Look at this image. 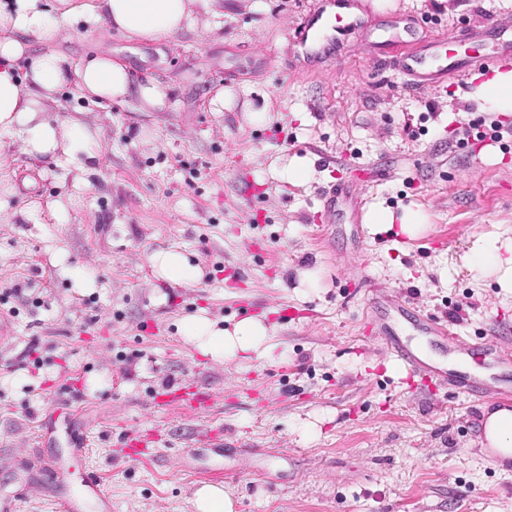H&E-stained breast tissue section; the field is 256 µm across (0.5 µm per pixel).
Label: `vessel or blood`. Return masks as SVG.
Here are the masks:
<instances>
[{
    "label": "vessel or blood",
    "instance_id": "b4317fda",
    "mask_svg": "<svg viewBox=\"0 0 512 512\" xmlns=\"http://www.w3.org/2000/svg\"><path fill=\"white\" fill-rule=\"evenodd\" d=\"M350 0H335L336 12H318L306 19L297 40L301 55L307 59L327 56L336 44V34L342 17L340 8L348 6ZM390 44L396 52L398 70L412 81L422 82L444 76H455L463 71L462 56L459 52L461 38L456 33L441 37L439 44L430 46L424 53L415 52L404 45L402 30L393 27L388 35ZM346 205L350 211L352 223L364 221L365 208L362 200L352 198L344 186L337 185L327 189L323 196L324 215L327 222H335L337 205ZM369 328L379 335L388 337V345L397 354L401 363L410 372L423 374L442 385H450L463 394L475 399L484 398L487 389H494L496 394L512 397V354L501 350H490L488 356L493 368L499 370L497 384H489L487 378L466 371L463 366L444 369L424 363L418 356L419 348L415 345H402L390 339V325L386 314L375 311L368 322ZM418 332L422 342L438 341L448 343L452 340L449 329L439 321L427 319L419 321Z\"/></svg>",
    "mask_w": 512,
    "mask_h": 512
}]
</instances>
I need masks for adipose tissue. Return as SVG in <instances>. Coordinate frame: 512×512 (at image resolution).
I'll list each match as a JSON object with an SVG mask.
<instances>
[{
  "label": "adipose tissue",
  "instance_id": "1",
  "mask_svg": "<svg viewBox=\"0 0 512 512\" xmlns=\"http://www.w3.org/2000/svg\"><path fill=\"white\" fill-rule=\"evenodd\" d=\"M218 0H82L76 7L53 17L44 0H14L0 4V137L19 136L29 155L55 157L73 154L77 143H94L96 136L82 119L59 120L53 106L59 88L75 78L80 91L104 100L133 99L140 111L158 112L169 106V88L149 79L133 82L127 64L108 55L71 66L66 57L34 53V43L55 41L61 21L83 20L106 25L129 38L163 42L197 26L212 14ZM28 59L25 74H17L20 59ZM467 97L484 112L512 115V68L493 69L468 92ZM471 271L495 278L499 287L512 291V240L498 236L479 239L467 256ZM189 342L217 361L244 363L270 353L275 337L261 318L249 317L233 329L219 327L206 316L184 322ZM488 447L501 459L512 458V408L489 411L483 424Z\"/></svg>",
  "mask_w": 512,
  "mask_h": 512
}]
</instances>
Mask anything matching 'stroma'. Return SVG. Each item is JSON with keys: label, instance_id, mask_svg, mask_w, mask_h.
Instances as JSON below:
<instances>
[{"label": "stroma", "instance_id": "1", "mask_svg": "<svg viewBox=\"0 0 512 512\" xmlns=\"http://www.w3.org/2000/svg\"><path fill=\"white\" fill-rule=\"evenodd\" d=\"M356 0L361 25L324 62L304 64L293 39L325 0H223L205 28L162 44L71 22L54 51L71 64L109 54L140 80L171 88L162 112L62 86L55 112L99 130L102 160L29 156L0 140V499L54 512L57 496L101 477L112 512H190L193 490L226 486L235 512H512V460L481 453L495 397L407 374L366 323L368 270L386 308L409 303L449 323L455 344L512 352V294L476 277L466 255L481 237L512 238V116L478 111L467 93L489 74L409 83L380 31L411 16L404 40L455 30L512 31V0ZM499 126L465 141L455 130ZM311 167L288 178L291 162ZM343 183L368 205L424 217L413 239L337 216L319 234L322 196ZM199 268L192 286L156 277L158 251ZM314 274L311 287L302 272ZM20 295H13V288ZM232 325L259 316L279 348L244 365L211 359L182 325L199 312ZM36 345L40 367L23 361ZM213 395L185 411L160 401L184 382ZM149 457H123L126 438ZM81 439L82 454L69 443ZM57 459L62 481L33 462Z\"/></svg>", "mask_w": 512, "mask_h": 512}]
</instances>
